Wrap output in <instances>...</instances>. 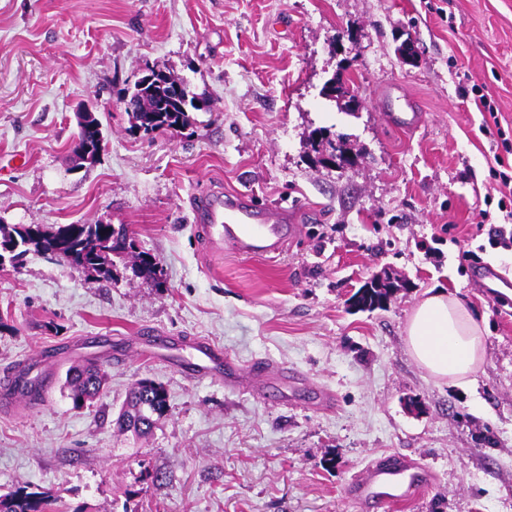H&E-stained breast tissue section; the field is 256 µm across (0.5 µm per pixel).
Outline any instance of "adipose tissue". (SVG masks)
<instances>
[{
	"label": "adipose tissue",
	"mask_w": 512,
	"mask_h": 512,
	"mask_svg": "<svg viewBox=\"0 0 512 512\" xmlns=\"http://www.w3.org/2000/svg\"><path fill=\"white\" fill-rule=\"evenodd\" d=\"M411 357L430 376L467 388L486 358L483 328L454 294L429 293L413 309L405 327Z\"/></svg>",
	"instance_id": "obj_1"
}]
</instances>
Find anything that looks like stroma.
I'll return each mask as SVG.
<instances>
[{
    "instance_id": "35a3bbf8",
    "label": "stroma",
    "mask_w": 512,
    "mask_h": 512,
    "mask_svg": "<svg viewBox=\"0 0 512 512\" xmlns=\"http://www.w3.org/2000/svg\"><path fill=\"white\" fill-rule=\"evenodd\" d=\"M149 66L210 109L179 132L131 131L123 98ZM339 72L358 112L321 94ZM475 84L497 116L463 99ZM395 85L422 109L417 132L383 119ZM84 105L107 145L77 169ZM318 127L345 136L357 163H316ZM18 151L25 166H0V224L125 225L163 284L122 265L98 281L34 253L0 269V374L59 353L40 400L0 410V494L44 492L59 512H360L352 480L398 454L434 478L378 512H512V288L500 305L475 275L490 266L512 280V250L488 240L505 221L499 164L512 163V0H0V158ZM218 187L301 209L279 255L204 250L191 205ZM387 273L405 282L387 308L352 309ZM432 288L484 327L473 387L431 378L405 348L407 317ZM143 330L208 338L306 384L271 382L258 397L131 358L107 364L100 396L73 408L65 379L80 357L63 347ZM142 378L170 407L136 440L115 418Z\"/></svg>"
}]
</instances>
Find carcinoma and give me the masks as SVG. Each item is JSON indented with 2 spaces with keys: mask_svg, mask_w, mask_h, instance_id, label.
<instances>
[{
  "mask_svg": "<svg viewBox=\"0 0 512 512\" xmlns=\"http://www.w3.org/2000/svg\"><path fill=\"white\" fill-rule=\"evenodd\" d=\"M335 95L332 99L343 100L345 108L355 99L346 87L343 75L333 77ZM131 98L136 106L128 112L133 125L145 132L161 128L187 126L191 117L187 112L159 111V97L156 91L135 88ZM325 135L316 138L309 135L313 150L319 154L337 151L339 159L345 160V153L353 152L342 136L321 128ZM83 137L91 146L87 164L96 163L104 149L102 124L97 117L88 120V130ZM64 241L63 261L69 266L87 274L94 275L102 281L112 280L113 271L119 262L126 263L134 259V271L140 277L160 283L161 269L159 263L146 252H135L124 225L113 224H68L66 227L55 225L43 227L34 224H0V246L15 247L17 253L24 257L31 252L46 255L52 243ZM400 288L398 282L389 278L376 277L363 285L354 294V306L360 311L372 312L384 309ZM106 376V364L87 360L68 370L66 383L69 397L76 408H81L92 401L99 393ZM168 411L165 389L150 380H140L132 387L129 398L121 407L116 424L123 432H130L137 437L149 433L154 418L163 416ZM53 500L43 492H29L19 488L11 493L0 495V512H51Z\"/></svg>",
  "mask_w": 512,
  "mask_h": 512,
  "instance_id": "obj_1",
  "label": "carcinoma"
}]
</instances>
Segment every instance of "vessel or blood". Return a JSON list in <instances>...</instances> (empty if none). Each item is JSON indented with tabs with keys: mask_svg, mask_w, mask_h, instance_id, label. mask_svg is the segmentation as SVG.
Instances as JSON below:
<instances>
[{
	"mask_svg": "<svg viewBox=\"0 0 512 512\" xmlns=\"http://www.w3.org/2000/svg\"><path fill=\"white\" fill-rule=\"evenodd\" d=\"M197 230L204 242L214 250L231 245L239 253L271 257L279 254L286 242L290 223L297 215L281 208L279 219H272L266 205L260 204L252 190L217 189L199 196L193 207ZM102 356L120 362L136 356L171 363L190 381L221 382L235 387L242 377L260 383L270 375L267 361L254 360L248 374H240L234 360L223 346L203 338L180 340L151 333L116 344H102ZM29 373L13 370L0 378V407L8 409L19 401L31 400L47 388L51 373L44 359L28 363ZM433 477L420 461L402 456H382L371 460L352 481L349 493L353 500L371 504H397L415 496Z\"/></svg>",
	"mask_w": 512,
	"mask_h": 512,
	"instance_id": "obj_1",
	"label": "vessel or blood"
}]
</instances>
